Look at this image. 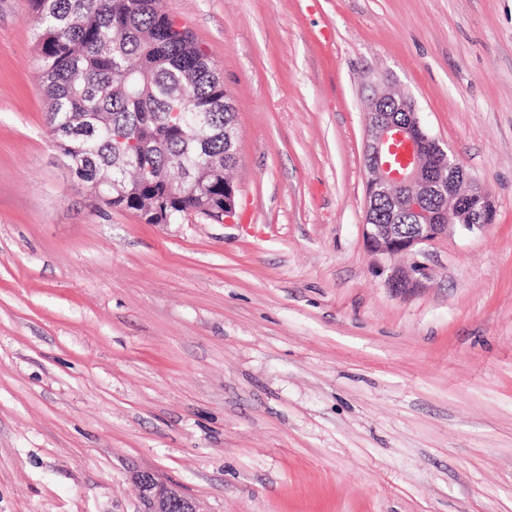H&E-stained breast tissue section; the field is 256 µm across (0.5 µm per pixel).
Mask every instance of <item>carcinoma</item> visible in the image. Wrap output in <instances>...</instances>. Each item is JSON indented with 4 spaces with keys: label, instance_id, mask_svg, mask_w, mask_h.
<instances>
[{
    "label": "carcinoma",
    "instance_id": "obj_1",
    "mask_svg": "<svg viewBox=\"0 0 512 512\" xmlns=\"http://www.w3.org/2000/svg\"><path fill=\"white\" fill-rule=\"evenodd\" d=\"M35 49L48 99V133L70 168L92 184L93 206L137 210L163 201L149 224H177L209 206L224 207L226 177L206 167L195 132L174 112H207L206 147L224 154L228 95L189 31L158 0H30ZM148 146L157 177L112 168L117 138Z\"/></svg>",
    "mask_w": 512,
    "mask_h": 512
}]
</instances>
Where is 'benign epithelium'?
Here are the masks:
<instances>
[{"mask_svg": "<svg viewBox=\"0 0 512 512\" xmlns=\"http://www.w3.org/2000/svg\"><path fill=\"white\" fill-rule=\"evenodd\" d=\"M399 99L405 114L392 117L374 109L365 113L364 164L368 172L367 209L362 224L366 249L377 267L390 269L388 285L395 291L416 288L426 275L418 260L426 246L434 245L453 228L473 231L494 222L495 206L490 188L468 176L464 165L445 150L420 124L415 100L398 93L383 77L373 101ZM127 161L147 153L136 140L118 146ZM236 187L224 183V209L208 217L222 221L235 211ZM488 205L477 209L474 202ZM141 512H204L180 487L149 471H137Z\"/></svg>", "mask_w": 512, "mask_h": 512, "instance_id": "1", "label": "benign epithelium"}]
</instances>
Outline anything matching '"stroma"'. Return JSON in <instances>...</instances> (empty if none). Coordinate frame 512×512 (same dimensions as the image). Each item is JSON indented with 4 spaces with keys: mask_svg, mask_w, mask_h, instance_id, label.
I'll return each instance as SVG.
<instances>
[{
    "mask_svg": "<svg viewBox=\"0 0 512 512\" xmlns=\"http://www.w3.org/2000/svg\"><path fill=\"white\" fill-rule=\"evenodd\" d=\"M236 112L235 214L94 208L0 0V512H512V0H162ZM377 76L493 224L393 291L367 252ZM133 480L143 506L140 512H205L179 486L168 484L153 472L136 471Z\"/></svg>",
    "mask_w": 512,
    "mask_h": 512,
    "instance_id": "stroma-1",
    "label": "stroma"
}]
</instances>
